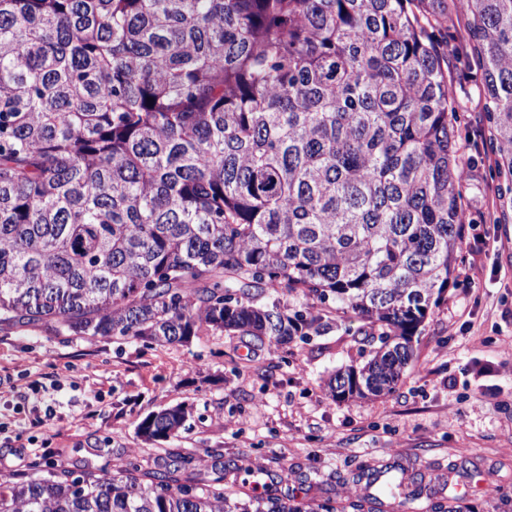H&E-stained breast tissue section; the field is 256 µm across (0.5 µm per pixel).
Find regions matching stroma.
I'll return each instance as SVG.
<instances>
[{
  "instance_id": "stroma-1",
  "label": "stroma",
  "mask_w": 512,
  "mask_h": 512,
  "mask_svg": "<svg viewBox=\"0 0 512 512\" xmlns=\"http://www.w3.org/2000/svg\"><path fill=\"white\" fill-rule=\"evenodd\" d=\"M448 62L457 144L472 171L465 264L430 310L415 361L393 393L328 397L329 375L361 361L340 329L272 352L229 335L146 348L4 326L0 482L51 462L110 475L132 464L151 470L170 453L195 466L220 453L251 466L235 479L247 495L285 492L310 512L326 499L343 502L359 464L392 463L423 474L425 501L448 504L450 489L464 486L459 504L467 512H497L482 483L512 496V347L502 344L512 338V217L498 221L507 185L490 170L480 72L461 54ZM178 404L191 413L178 436L137 437L145 416ZM40 418L49 427L37 426Z\"/></svg>"
}]
</instances>
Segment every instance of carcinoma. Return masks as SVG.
I'll return each mask as SVG.
<instances>
[{
  "label": "carcinoma",
  "instance_id": "cac0c4a2",
  "mask_svg": "<svg viewBox=\"0 0 512 512\" xmlns=\"http://www.w3.org/2000/svg\"><path fill=\"white\" fill-rule=\"evenodd\" d=\"M458 11L512 182V0H0V326L152 348L342 325L366 359L329 396L392 393L463 259ZM187 464L37 467L0 512H300L228 490L237 459Z\"/></svg>",
  "mask_w": 512,
  "mask_h": 512
}]
</instances>
